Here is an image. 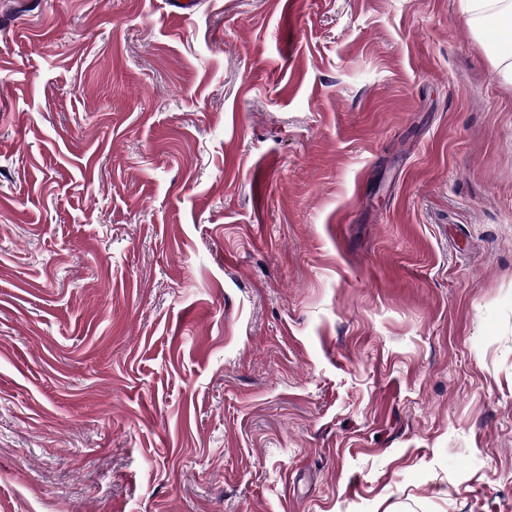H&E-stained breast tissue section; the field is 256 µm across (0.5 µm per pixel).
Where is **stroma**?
Wrapping results in <instances>:
<instances>
[{
  "mask_svg": "<svg viewBox=\"0 0 512 512\" xmlns=\"http://www.w3.org/2000/svg\"><path fill=\"white\" fill-rule=\"evenodd\" d=\"M508 43L0 0V512H512Z\"/></svg>",
  "mask_w": 512,
  "mask_h": 512,
  "instance_id": "1",
  "label": "stroma"
}]
</instances>
